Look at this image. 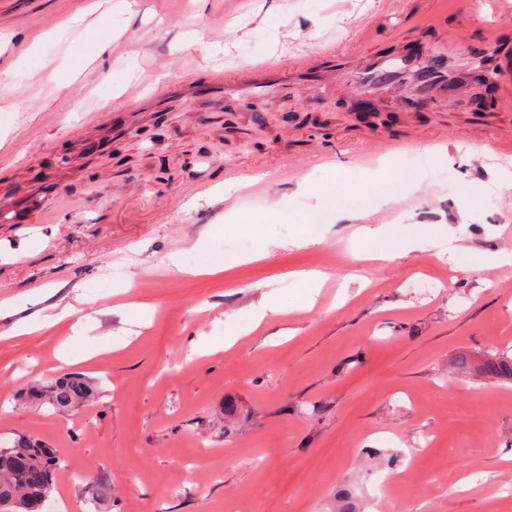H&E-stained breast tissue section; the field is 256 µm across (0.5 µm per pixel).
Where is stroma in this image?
Returning a JSON list of instances; mask_svg holds the SVG:
<instances>
[{
  "instance_id": "1",
  "label": "stroma",
  "mask_w": 512,
  "mask_h": 512,
  "mask_svg": "<svg viewBox=\"0 0 512 512\" xmlns=\"http://www.w3.org/2000/svg\"><path fill=\"white\" fill-rule=\"evenodd\" d=\"M116 2L0 0V187L17 204L55 189L43 223H0V446L58 449L49 502L73 512L102 478L98 512H512V380L476 369L512 358V266L484 265L512 252V158L484 148L512 144V107L501 83L481 111L458 89L486 22L512 52V0L478 17L470 0ZM443 45L453 83L432 102L406 108L403 80L378 114L352 111L369 60ZM323 47L353 56L326 81L257 109L191 100L79 151L132 85ZM215 256L224 271L202 273ZM309 271L325 275L310 308ZM63 375L95 399L26 397ZM380 475L398 478L385 500Z\"/></svg>"
}]
</instances>
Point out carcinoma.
I'll return each mask as SVG.
<instances>
[{
  "mask_svg": "<svg viewBox=\"0 0 512 512\" xmlns=\"http://www.w3.org/2000/svg\"><path fill=\"white\" fill-rule=\"evenodd\" d=\"M491 377L512 378V358L490 354L482 364ZM57 408L86 404L94 398L90 382L78 376H62L30 392ZM62 460L56 449L33 436H20L8 447L0 448V512H37L55 488ZM88 500L93 503L112 496V483L90 481L86 485Z\"/></svg>",
  "mask_w": 512,
  "mask_h": 512,
  "instance_id": "1",
  "label": "carcinoma"
}]
</instances>
